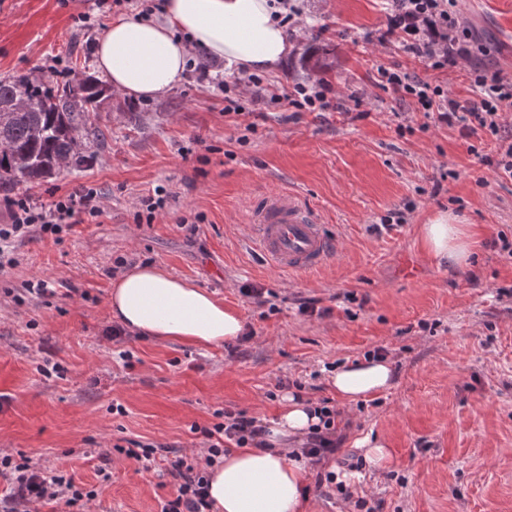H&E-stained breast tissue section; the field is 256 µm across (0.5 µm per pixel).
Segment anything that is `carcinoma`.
I'll return each mask as SVG.
<instances>
[{
    "instance_id": "1",
    "label": "carcinoma",
    "mask_w": 512,
    "mask_h": 512,
    "mask_svg": "<svg viewBox=\"0 0 512 512\" xmlns=\"http://www.w3.org/2000/svg\"><path fill=\"white\" fill-rule=\"evenodd\" d=\"M102 87L93 77L76 85L26 74L0 79V185L40 180L64 159L87 162L84 146L101 135L94 112Z\"/></svg>"
}]
</instances>
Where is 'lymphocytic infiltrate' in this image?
I'll return each mask as SVG.
<instances>
[{"label":"lymphocytic infiltrate","instance_id":"1","mask_svg":"<svg viewBox=\"0 0 512 512\" xmlns=\"http://www.w3.org/2000/svg\"><path fill=\"white\" fill-rule=\"evenodd\" d=\"M388 35L397 38L399 46L429 63L431 68L445 70L454 67L459 59L470 57L473 44L469 34L460 33L458 22L448 12V0H392V13L388 20ZM191 75L203 88H218L224 95L225 114L241 115L246 103L284 104L297 112H328L334 105L320 85L305 81L293 85L284 94L269 93L264 76L252 73L239 79L233 76L219 78L211 75L209 69L199 63H191ZM384 87L392 89L401 98L416 102L426 116L436 124L458 129L462 135L478 133L494 137L496 150L487 164L500 175L512 178V136L501 133V117L504 103L512 102V79L499 73H472L471 80L479 92V100L471 106H464L449 97L442 85L433 84L418 76L398 69H384L380 72ZM250 89L249 102H242L235 91L240 85ZM4 206L8 221L0 224V272L14 267L15 240L38 231L54 237L61 236L72 225L81 223L84 216H101L96 191L82 190L56 197L50 203L33 201L22 195L5 199ZM321 423L313 427L303 445V453L313 461L336 453L341 441L336 436V412L321 407ZM223 422L213 427L202 428V435L208 439L210 458L223 456L228 444L236 447H266L268 428L262 420L243 411L227 410ZM12 470L15 474L13 486L7 499L6 512H28L30 504L58 497H66L68 505L74 506L81 500L80 491L64 475H46L44 471L29 463H13L10 457L0 458V469ZM172 468L181 479L178 494L168 501L163 512H205L209 506V482L202 472L184 460H175Z\"/></svg>","mask_w":512,"mask_h":512}]
</instances>
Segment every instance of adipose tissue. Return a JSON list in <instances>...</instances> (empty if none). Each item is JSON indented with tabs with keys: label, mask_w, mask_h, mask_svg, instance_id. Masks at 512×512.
<instances>
[{
	"label": "adipose tissue",
	"mask_w": 512,
	"mask_h": 512,
	"mask_svg": "<svg viewBox=\"0 0 512 512\" xmlns=\"http://www.w3.org/2000/svg\"><path fill=\"white\" fill-rule=\"evenodd\" d=\"M272 0H165L162 20L115 17L97 42V67L115 91L161 98L178 84L194 48L252 70L269 71L288 54V29ZM425 247L441 262L459 264L471 234L457 215L438 212L419 227ZM110 317L140 336L209 347L240 335V317L205 289L162 268L137 265L112 283ZM391 366L364 359L330 376L338 398L355 402L389 388ZM319 419L311 404L286 397L269 428L270 447L231 448L209 466L213 512H306L308 473L303 459L279 447L306 435Z\"/></svg>",
	"instance_id": "adipose-tissue-1"
}]
</instances>
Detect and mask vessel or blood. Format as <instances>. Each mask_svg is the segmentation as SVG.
I'll return each instance as SVG.
<instances>
[{
	"label": "vessel or blood",
	"mask_w": 512,
	"mask_h": 512,
	"mask_svg": "<svg viewBox=\"0 0 512 512\" xmlns=\"http://www.w3.org/2000/svg\"><path fill=\"white\" fill-rule=\"evenodd\" d=\"M251 228L273 268L313 272L335 254L337 242L326 234L315 212L291 194L271 193L257 199Z\"/></svg>",
	"instance_id": "1"
}]
</instances>
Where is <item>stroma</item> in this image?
<instances>
[{
	"label": "stroma",
	"mask_w": 512,
	"mask_h": 512,
	"mask_svg": "<svg viewBox=\"0 0 512 512\" xmlns=\"http://www.w3.org/2000/svg\"><path fill=\"white\" fill-rule=\"evenodd\" d=\"M300 5L303 29L268 72L272 89L322 80L333 99L359 96V112L231 117L219 91L187 75L160 99L113 94L90 160L25 188L42 202L92 188L104 205L62 242H16L17 264L0 274V455L64 474L85 492L83 512H161L177 495L172 462H197L218 411L268 424L295 393L335 408L343 436L340 454L307 466L308 512H359L361 497L375 512H512V260L492 246L512 241V180L482 164L489 140L428 124L378 83L379 69L400 67L476 100L475 66L512 77V0H454L475 47L445 72L384 40L389 0ZM116 15L110 0H0V78L97 75L96 44ZM280 191L337 240L322 269L275 270L252 237L253 199ZM149 197L165 201L150 221ZM439 211L476 232L465 264L438 262L420 242ZM408 261L417 278L404 276ZM136 264L212 293L249 340L109 338L112 281ZM247 284L271 291L269 305L244 296ZM311 299L324 316L301 313ZM378 348L392 385L345 406L330 369ZM366 436L387 441L391 466L357 494L327 483ZM129 440L156 449L137 461L120 451Z\"/></svg>",
	"instance_id": "35a3bbf8"
}]
</instances>
